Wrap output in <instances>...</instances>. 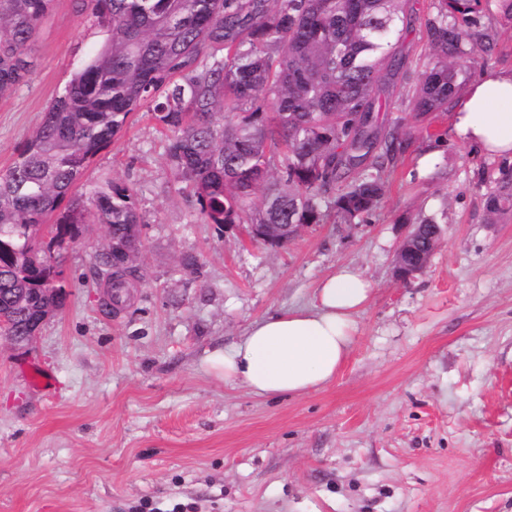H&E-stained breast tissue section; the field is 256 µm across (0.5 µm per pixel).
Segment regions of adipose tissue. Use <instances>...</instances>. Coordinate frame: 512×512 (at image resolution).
<instances>
[{"instance_id": "obj_1", "label": "adipose tissue", "mask_w": 512, "mask_h": 512, "mask_svg": "<svg viewBox=\"0 0 512 512\" xmlns=\"http://www.w3.org/2000/svg\"><path fill=\"white\" fill-rule=\"evenodd\" d=\"M453 131L484 153L512 157V74L489 72L459 97ZM370 285L342 267L318 284L313 305L256 321L245 337L215 352L210 365L225 380L260 397L302 396L332 382L356 332L354 314Z\"/></svg>"}]
</instances>
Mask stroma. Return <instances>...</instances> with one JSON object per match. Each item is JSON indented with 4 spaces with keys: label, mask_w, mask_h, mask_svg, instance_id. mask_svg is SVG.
Masks as SVG:
<instances>
[{
    "label": "stroma",
    "mask_w": 512,
    "mask_h": 512,
    "mask_svg": "<svg viewBox=\"0 0 512 512\" xmlns=\"http://www.w3.org/2000/svg\"><path fill=\"white\" fill-rule=\"evenodd\" d=\"M495 32L480 70L511 74L512 24ZM105 37L73 0H54L30 76L0 100V171ZM402 132L411 146L374 216L272 248L206 223L165 130L136 112L76 191L133 188L141 285L101 310L108 230L87 225L66 253V299L35 340L0 333V512H512V218L493 224L485 209L512 158L457 138L448 112ZM421 214L443 240L404 281L403 220ZM341 266L371 294L332 382L257 397L210 369L254 321L311 304Z\"/></svg>",
    "instance_id": "35a3bbf8"
}]
</instances>
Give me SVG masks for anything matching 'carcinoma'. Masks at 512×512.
I'll list each match as a JSON object with an SVG mask.
<instances>
[{"mask_svg": "<svg viewBox=\"0 0 512 512\" xmlns=\"http://www.w3.org/2000/svg\"><path fill=\"white\" fill-rule=\"evenodd\" d=\"M54 0H0V98L32 72L27 52ZM512 23V0H435L419 15L411 0H75L106 29L102 45L74 72L42 123L0 173V309L12 328L25 288H55L31 308L57 310L65 295L64 252L84 224L129 234L140 223L132 188L106 181L72 194L91 160L131 116L154 103L170 132L167 159L191 188L209 224H360L380 209L387 173L410 142L405 118L385 130L408 59L396 45L418 26L435 59L401 95L396 111L426 121L476 75L461 60L490 43V3ZM262 204L247 207L258 190ZM512 209V173L486 198L500 217ZM54 219L52 247L21 228ZM113 279L112 245L98 254Z\"/></svg>", "mask_w": 512, "mask_h": 512, "instance_id": "cac0c4a2", "label": "carcinoma"}]
</instances>
